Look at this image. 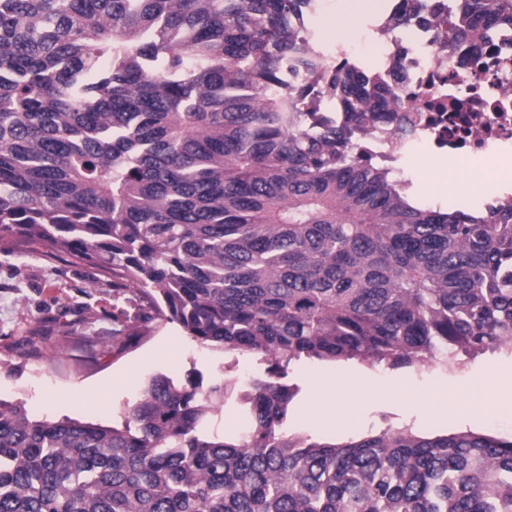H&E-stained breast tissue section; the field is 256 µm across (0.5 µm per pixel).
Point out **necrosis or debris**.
Segmentation results:
<instances>
[{
  "label": "necrosis or debris",
  "mask_w": 512,
  "mask_h": 512,
  "mask_svg": "<svg viewBox=\"0 0 512 512\" xmlns=\"http://www.w3.org/2000/svg\"><path fill=\"white\" fill-rule=\"evenodd\" d=\"M321 2L308 0L304 26L325 63L348 59L373 73L397 59L406 65L412 133L400 139L389 126H373L363 144L367 154L385 158L394 169L404 158L420 155L463 159L478 169L512 158V32L489 34L484 55L463 72L456 55L441 51L440 28L427 21L394 24L400 0H386L365 27L373 55L327 46L316 25Z\"/></svg>",
  "instance_id": "1"
}]
</instances>
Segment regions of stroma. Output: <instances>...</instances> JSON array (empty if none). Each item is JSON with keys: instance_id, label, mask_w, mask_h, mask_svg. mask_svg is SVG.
<instances>
[{"instance_id": "1", "label": "stroma", "mask_w": 512, "mask_h": 512, "mask_svg": "<svg viewBox=\"0 0 512 512\" xmlns=\"http://www.w3.org/2000/svg\"><path fill=\"white\" fill-rule=\"evenodd\" d=\"M471 172L465 163L423 158L406 162L402 176L427 200L441 195L435 188L439 178L448 183L441 195L448 201L464 192L478 201L497 190L493 178L461 189ZM138 308L116 295L111 278L98 266L64 254L46 256L37 244L20 254L0 252V399L24 402L36 418L67 415L118 425L155 374L180 382L195 375L207 386L245 370L251 379H266L267 362L250 355L229 361L223 351L197 345L178 324L160 319L149 322L137 345H113L117 315L132 316ZM335 370L323 362L290 366L288 381L299 393L289 406L285 431L332 442L389 425H408L423 434L458 426L512 438V382L502 380L512 372V357L486 354L445 369L361 368L337 394L329 422L315 396L318 383ZM382 390L390 392V402L378 400Z\"/></svg>"}]
</instances>
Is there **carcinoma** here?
<instances>
[{"instance_id": "cac0c4a2", "label": "carcinoma", "mask_w": 512, "mask_h": 512, "mask_svg": "<svg viewBox=\"0 0 512 512\" xmlns=\"http://www.w3.org/2000/svg\"><path fill=\"white\" fill-rule=\"evenodd\" d=\"M304 0H0V242L92 262L192 341L260 356L246 428H201L237 381L158 374L122 424L0 400V512H512V440L282 430L290 365L512 353V207L417 202L362 150L401 130L403 63L327 66ZM430 10L460 64L512 0ZM290 59L302 82L281 85ZM339 96L346 121L319 112Z\"/></svg>"}]
</instances>
